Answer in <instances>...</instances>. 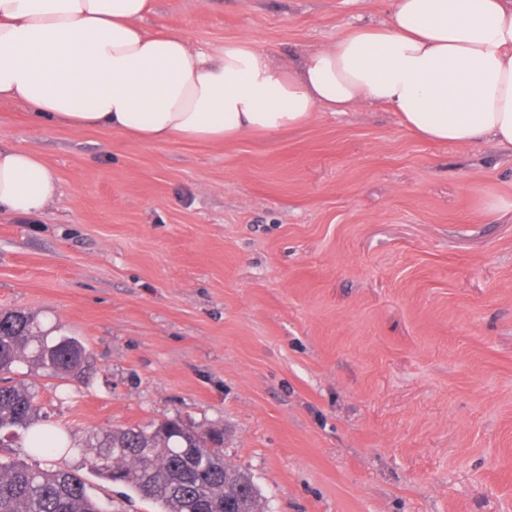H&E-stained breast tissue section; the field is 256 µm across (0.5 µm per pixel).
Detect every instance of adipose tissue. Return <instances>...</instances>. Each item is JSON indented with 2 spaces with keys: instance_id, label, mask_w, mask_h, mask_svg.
Here are the masks:
<instances>
[{
  "instance_id": "adipose-tissue-1",
  "label": "adipose tissue",
  "mask_w": 512,
  "mask_h": 512,
  "mask_svg": "<svg viewBox=\"0 0 512 512\" xmlns=\"http://www.w3.org/2000/svg\"><path fill=\"white\" fill-rule=\"evenodd\" d=\"M148 10L149 0H0V100L48 128L214 143L382 105L425 141L512 149V0H392L387 20L292 65L249 40L207 50L146 31ZM59 190L35 154L0 148V210L42 213Z\"/></svg>"
}]
</instances>
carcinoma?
<instances>
[{
  "mask_svg": "<svg viewBox=\"0 0 512 512\" xmlns=\"http://www.w3.org/2000/svg\"><path fill=\"white\" fill-rule=\"evenodd\" d=\"M85 356L76 338L50 340L33 316L0 312V373L27 361L50 376L78 370ZM39 408L34 392L0 382V432L30 434L28 453L46 454L60 440L50 430L31 431ZM224 433L215 428L166 419L104 431L89 438L92 469L159 507V512H263L262 494L246 471L224 462ZM0 512H104L75 471L0 461Z\"/></svg>",
  "mask_w": 512,
  "mask_h": 512,
  "instance_id": "carcinoma-1",
  "label": "carcinoma"
}]
</instances>
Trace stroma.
I'll list each match as a JSON object with an SVG mask.
<instances>
[{"label": "stroma", "instance_id": "stroma-1", "mask_svg": "<svg viewBox=\"0 0 512 512\" xmlns=\"http://www.w3.org/2000/svg\"><path fill=\"white\" fill-rule=\"evenodd\" d=\"M390 0H153L141 24L290 63ZM0 147L60 193L0 212V309L86 347L21 363L107 512H157L99 478L90 435L167 418L224 431L267 512H512V150L435 144L393 110L315 113L233 143L50 129L0 101Z\"/></svg>", "mask_w": 512, "mask_h": 512}]
</instances>
